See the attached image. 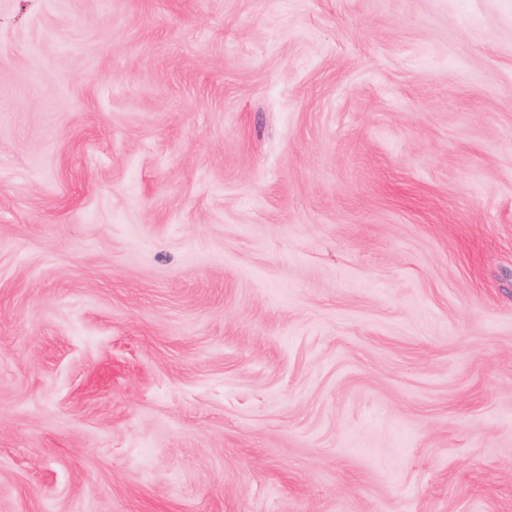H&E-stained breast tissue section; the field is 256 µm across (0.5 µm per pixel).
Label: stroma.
<instances>
[{
    "label": "stroma",
    "mask_w": 512,
    "mask_h": 512,
    "mask_svg": "<svg viewBox=\"0 0 512 512\" xmlns=\"http://www.w3.org/2000/svg\"><path fill=\"white\" fill-rule=\"evenodd\" d=\"M0 512H512V0H0Z\"/></svg>",
    "instance_id": "obj_1"
}]
</instances>
